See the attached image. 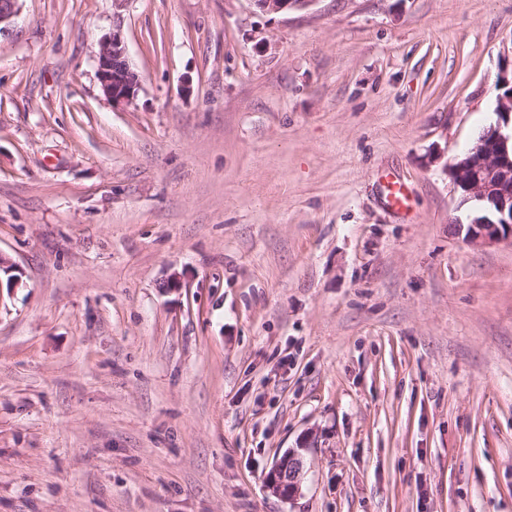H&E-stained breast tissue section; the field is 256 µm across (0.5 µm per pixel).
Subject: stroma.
<instances>
[{
	"label": "stroma",
	"instance_id": "1",
	"mask_svg": "<svg viewBox=\"0 0 512 512\" xmlns=\"http://www.w3.org/2000/svg\"><path fill=\"white\" fill-rule=\"evenodd\" d=\"M511 71L512 0H19L0 512H512V240L447 172ZM263 13H281L303 11L311 7L316 0H252ZM97 66V79L112 104L132 103L140 87V78L129 61L121 24H116L112 35L100 42ZM385 185L386 200L391 208L402 209L406 207L407 192L404 183L394 175L382 176ZM304 465V457L298 450H288L267 476L268 488L284 499L295 496L301 489Z\"/></svg>",
	"mask_w": 512,
	"mask_h": 512
}]
</instances>
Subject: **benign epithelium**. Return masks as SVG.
Masks as SVG:
<instances>
[{
    "label": "benign epithelium",
    "instance_id": "1",
    "mask_svg": "<svg viewBox=\"0 0 512 512\" xmlns=\"http://www.w3.org/2000/svg\"><path fill=\"white\" fill-rule=\"evenodd\" d=\"M19 0H0V30L18 12ZM263 13L303 11L316 0H253ZM97 79L104 94L115 105L130 104L136 97L140 78L132 67L122 33L116 24L112 35L103 39L97 53ZM498 120L488 135L477 138L466 154L450 165L448 174L465 199L484 204L489 212L467 225L465 239L474 245H489L512 238V94L499 98ZM304 457L288 450L267 476V486L288 499L301 489Z\"/></svg>",
    "mask_w": 512,
    "mask_h": 512
}]
</instances>
